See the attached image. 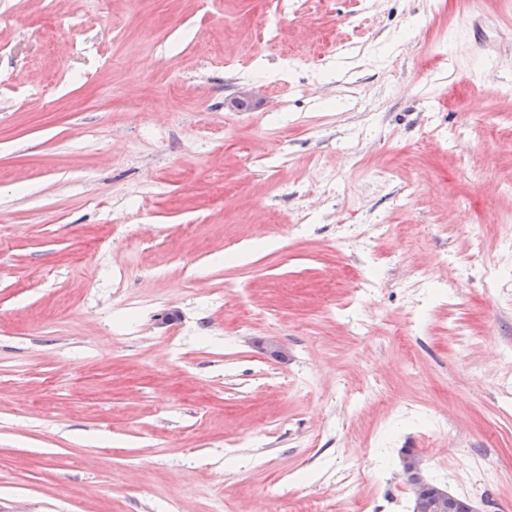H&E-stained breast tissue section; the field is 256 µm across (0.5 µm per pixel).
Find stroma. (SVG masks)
I'll use <instances>...</instances> for the list:
<instances>
[{
  "mask_svg": "<svg viewBox=\"0 0 512 512\" xmlns=\"http://www.w3.org/2000/svg\"><path fill=\"white\" fill-rule=\"evenodd\" d=\"M273 8L0 0V512H512V9ZM421 462L410 453L402 457V469L407 478H412L414 508L412 512H476L473 504L424 480L421 476Z\"/></svg>",
  "mask_w": 512,
  "mask_h": 512,
  "instance_id": "1",
  "label": "stroma"
}]
</instances>
